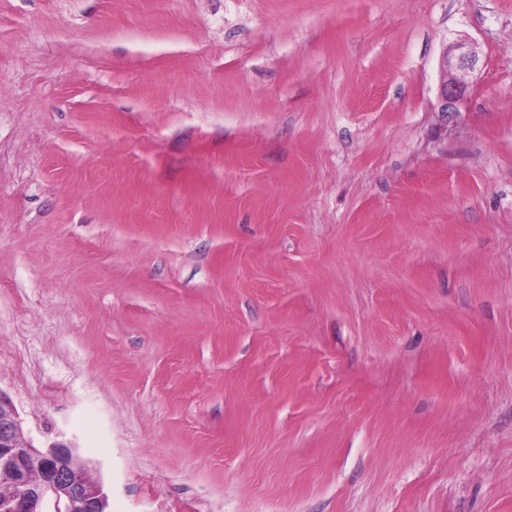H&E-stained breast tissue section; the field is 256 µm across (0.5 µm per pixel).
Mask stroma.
Instances as JSON below:
<instances>
[{"label": "stroma", "instance_id": "obj_1", "mask_svg": "<svg viewBox=\"0 0 512 512\" xmlns=\"http://www.w3.org/2000/svg\"><path fill=\"white\" fill-rule=\"evenodd\" d=\"M0 391L110 512H512V0H0ZM454 48L459 50V53L451 58H448L447 54L441 63V112L457 111V105L464 99L466 93L465 82L458 73L474 70L478 62L474 51L464 49L465 43L457 44Z\"/></svg>", "mask_w": 512, "mask_h": 512}]
</instances>
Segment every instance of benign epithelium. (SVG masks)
I'll list each match as a JSON object with an SVG mask.
<instances>
[{
	"label": "benign epithelium",
	"mask_w": 512,
	"mask_h": 512,
	"mask_svg": "<svg viewBox=\"0 0 512 512\" xmlns=\"http://www.w3.org/2000/svg\"><path fill=\"white\" fill-rule=\"evenodd\" d=\"M441 63V111L455 112L464 99L460 72L475 69L474 51L460 43ZM103 485L88 476L72 448L55 442L38 448L23 435L11 401L0 392V512H109Z\"/></svg>",
	"instance_id": "7a95c632"
}]
</instances>
